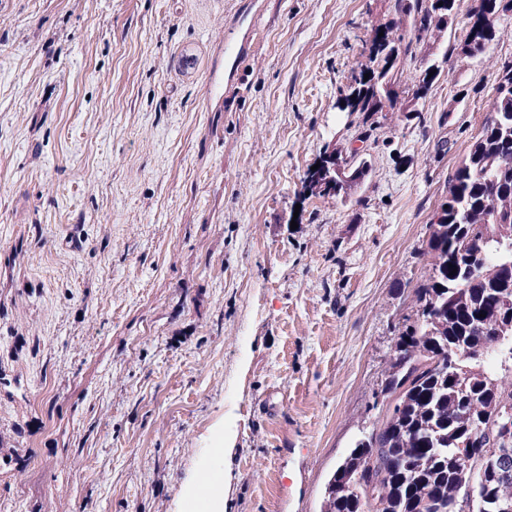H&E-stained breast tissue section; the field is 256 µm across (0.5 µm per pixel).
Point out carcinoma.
Here are the masks:
<instances>
[{
    "label": "carcinoma",
    "mask_w": 512,
    "mask_h": 512,
    "mask_svg": "<svg viewBox=\"0 0 512 512\" xmlns=\"http://www.w3.org/2000/svg\"><path fill=\"white\" fill-rule=\"evenodd\" d=\"M480 2L465 39L447 46L441 39L456 0H395L397 18L373 30L353 111H410L399 99L401 83L412 85V100L425 97L440 69L406 75L400 56L423 48L445 58L483 54L512 0ZM493 82L483 133L449 178L431 224V268L415 290V321L395 343L382 417L333 473L323 512H364L358 479L376 458L382 466L369 477L371 512H512V466H500L512 459V433L505 432L512 421V65ZM355 156L330 153L308 171L306 191L348 192L367 171L364 161L351 164ZM460 340L468 351L458 350ZM477 483L482 494L472 500L468 489Z\"/></svg>",
    "instance_id": "1"
}]
</instances>
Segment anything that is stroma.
Here are the masks:
<instances>
[{"label": "stroma", "mask_w": 512, "mask_h": 512, "mask_svg": "<svg viewBox=\"0 0 512 512\" xmlns=\"http://www.w3.org/2000/svg\"><path fill=\"white\" fill-rule=\"evenodd\" d=\"M256 46L208 103L243 2ZM394 0H0V512H321L369 433L512 15L425 52L412 112L338 99ZM372 125L375 145L358 135ZM369 174L303 180L333 149ZM357 153L351 152L348 156L347 154L343 155L342 150H336L335 152H331L324 155L320 162L325 159L324 164H322L318 169L312 171L311 169L308 171L306 177L304 178V187L310 195H323L334 193L336 195L342 193H347L348 190L357 184L358 181L364 178L367 165L366 162H360L358 166L353 168L351 164ZM350 169V173L346 174V170ZM352 173H355V176H351ZM211 473L214 477L212 490L210 493L200 498L198 496V487L193 486L187 499L194 500L198 504L197 511L203 512H219L224 509V483L226 482L223 467H213Z\"/></svg>", "instance_id": "1"}]
</instances>
